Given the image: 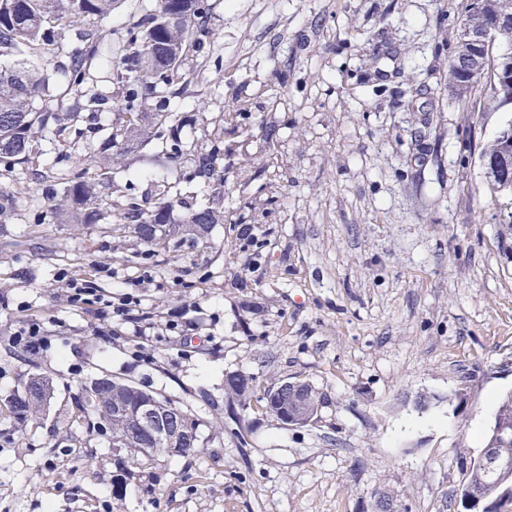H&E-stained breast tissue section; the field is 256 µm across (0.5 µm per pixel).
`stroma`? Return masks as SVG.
I'll return each instance as SVG.
<instances>
[{
  "label": "stroma",
  "mask_w": 512,
  "mask_h": 512,
  "mask_svg": "<svg viewBox=\"0 0 512 512\" xmlns=\"http://www.w3.org/2000/svg\"><path fill=\"white\" fill-rule=\"evenodd\" d=\"M175 117L187 153L121 141L96 155L97 192L134 183L189 198L224 194L205 240L153 251L115 219L60 224L61 175L78 153L36 137L32 175L0 165V512H464L460 492L500 399L512 392V193L493 190L481 152L512 119L489 81L448 89L464 0H208ZM155 0L87 20L102 32L94 84ZM220 146L209 182L190 157ZM251 228L244 237L242 228ZM112 277L101 276V268ZM133 290L154 333L102 304L76 307L66 278ZM179 328L167 330L168 321ZM41 325L35 351L15 345ZM255 379L231 411L226 375ZM50 404L17 424L4 400L31 375ZM111 377L172 400L199 446L130 470L125 449L76 417L82 389ZM303 380L317 419L282 425L265 388Z\"/></svg>",
  "instance_id": "1"
}]
</instances>
